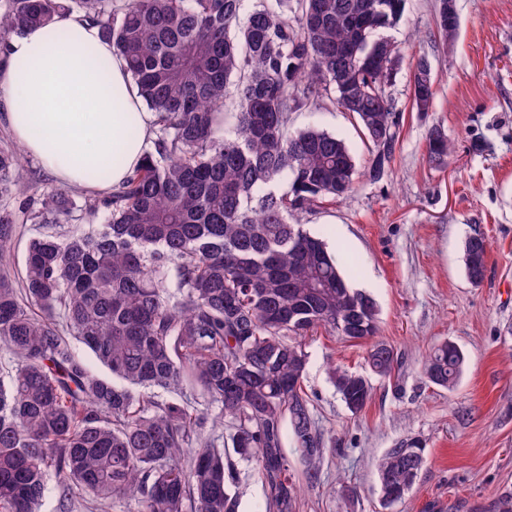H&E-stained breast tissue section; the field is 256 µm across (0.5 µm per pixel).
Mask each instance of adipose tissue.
I'll return each mask as SVG.
<instances>
[{
    "instance_id": "adipose-tissue-1",
    "label": "adipose tissue",
    "mask_w": 512,
    "mask_h": 512,
    "mask_svg": "<svg viewBox=\"0 0 512 512\" xmlns=\"http://www.w3.org/2000/svg\"><path fill=\"white\" fill-rule=\"evenodd\" d=\"M0 102L14 139L64 187L97 186L106 160L121 184L155 120L99 27L75 16L0 43Z\"/></svg>"
}]
</instances>
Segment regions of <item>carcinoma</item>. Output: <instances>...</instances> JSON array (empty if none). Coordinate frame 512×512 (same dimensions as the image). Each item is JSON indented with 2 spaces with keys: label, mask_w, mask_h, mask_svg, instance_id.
<instances>
[{
  "label": "carcinoma",
  "mask_w": 512,
  "mask_h": 512,
  "mask_svg": "<svg viewBox=\"0 0 512 512\" xmlns=\"http://www.w3.org/2000/svg\"><path fill=\"white\" fill-rule=\"evenodd\" d=\"M4 0L0 41L78 16L97 25L157 114L154 147L122 185L88 198L107 223L79 236L29 240L20 282L0 274V512H41L50 487L135 512H238V461L255 462L266 512H296L300 479H315L324 440L302 389V340L322 327L349 340L378 332L374 300L350 287L353 258L293 221L378 181L394 154L399 117L387 87L400 50L385 31L406 0ZM448 37V0H437ZM412 106L428 112L432 64L419 57ZM327 99L355 114L372 146L360 169L346 143L290 114ZM452 144L438 124L427 159ZM20 155L0 149V201L19 183ZM32 224H58L73 201L38 191ZM16 213L0 206V262ZM488 241L474 228L463 260L475 286ZM85 345L109 371L73 351ZM394 353L374 342L371 373ZM466 357L452 341L423 364L453 389ZM346 408L361 412L367 375L328 366ZM293 448H288V445ZM295 455L300 468L288 457ZM426 461L417 437L386 449L379 496H407Z\"/></svg>",
  "instance_id": "carcinoma-1"
}]
</instances>
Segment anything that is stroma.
<instances>
[{
    "label": "stroma",
    "instance_id": "35a3bbf8",
    "mask_svg": "<svg viewBox=\"0 0 512 512\" xmlns=\"http://www.w3.org/2000/svg\"><path fill=\"white\" fill-rule=\"evenodd\" d=\"M452 50L435 34L436 0H407L387 35L400 48L388 87L400 114L395 153L384 178L361 181L345 198L300 214L331 251L349 254L353 288L379 311L377 339L395 354L391 377H372V398L349 412L326 374L333 362L366 371V344L325 330L303 341L304 377L326 453L319 478L302 483L296 512H383L375 463L412 436L426 443L419 481L392 512H489L512 489V0H456ZM434 68L431 111L411 104L419 56ZM440 124L453 145L446 165L428 164L426 135ZM294 129L315 127L342 138L357 164L370 157L353 113L329 101L292 114ZM24 179L8 205L26 210L56 181L26 156ZM479 226L488 243L487 274L472 286L463 242ZM447 339L467 364L451 391L431 386L421 365ZM354 488L353 496L342 486Z\"/></svg>",
    "mask_w": 512,
    "mask_h": 512
}]
</instances>
